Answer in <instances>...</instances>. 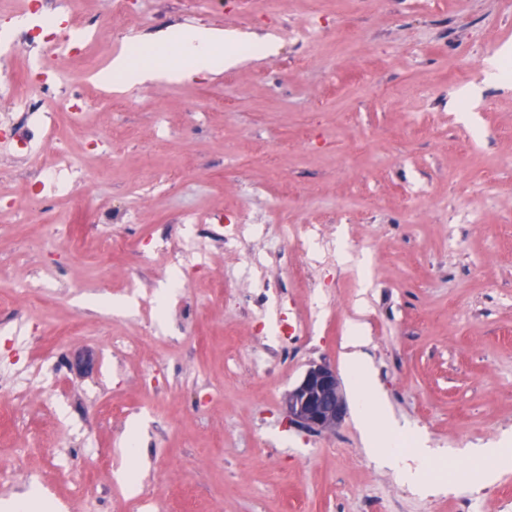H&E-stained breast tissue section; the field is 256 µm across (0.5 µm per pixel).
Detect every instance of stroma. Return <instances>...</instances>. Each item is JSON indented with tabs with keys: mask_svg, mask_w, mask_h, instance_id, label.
I'll use <instances>...</instances> for the list:
<instances>
[{
	"mask_svg": "<svg viewBox=\"0 0 512 512\" xmlns=\"http://www.w3.org/2000/svg\"><path fill=\"white\" fill-rule=\"evenodd\" d=\"M125 2L108 60L182 24L278 51L112 89L116 113L96 109L106 91L86 78V130L67 135L86 177L69 197L25 195V161L0 166V470L20 466L65 512H512V466L479 490L460 476L464 449L512 442V75L484 81L512 58V9L328 0L314 16L288 0L273 23L240 0ZM116 126L121 147L84 161ZM240 210L331 224L360 246L317 296L282 244L272 271L288 290L262 305L235 286L245 255L214 251L164 296L169 274L128 247ZM103 224L126 249L99 248ZM41 268L47 287L17 295L18 271ZM131 273L145 289L126 288ZM355 325L405 465L415 430L447 449L451 489L423 495L375 464L353 415L321 434L288 426L310 364L345 375ZM128 336L139 346L121 349ZM32 380L44 391L24 398Z\"/></svg>",
	"mask_w": 512,
	"mask_h": 512,
	"instance_id": "1",
	"label": "stroma"
}]
</instances>
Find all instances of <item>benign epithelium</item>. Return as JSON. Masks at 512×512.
Segmentation results:
<instances>
[{
  "instance_id": "7a95c632",
  "label": "benign epithelium",
  "mask_w": 512,
  "mask_h": 512,
  "mask_svg": "<svg viewBox=\"0 0 512 512\" xmlns=\"http://www.w3.org/2000/svg\"><path fill=\"white\" fill-rule=\"evenodd\" d=\"M288 424L309 432L336 427L346 403L336 370L328 363L311 365L285 402Z\"/></svg>"
}]
</instances>
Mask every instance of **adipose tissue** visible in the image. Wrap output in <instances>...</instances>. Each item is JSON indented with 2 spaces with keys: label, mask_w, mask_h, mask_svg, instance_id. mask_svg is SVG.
<instances>
[{
  "label": "adipose tissue",
  "mask_w": 512,
  "mask_h": 512,
  "mask_svg": "<svg viewBox=\"0 0 512 512\" xmlns=\"http://www.w3.org/2000/svg\"><path fill=\"white\" fill-rule=\"evenodd\" d=\"M152 42L180 46L186 62L182 65L163 67L150 61L135 60L131 52L115 55L110 64L100 71L99 83L112 86H134L148 81L198 73L223 74L235 66L242 49L251 53L271 55L277 50L276 43L267 37L248 36L218 27L181 26L159 32ZM363 338L352 334L351 350L346 357V370L356 394L357 424L365 437L368 456L381 464L398 467L399 455L389 445L390 436L396 435L394 423L388 422L380 404L373 400L375 383L367 361L360 351ZM469 468L466 476L473 486H484L496 481L499 463L508 455L505 448L483 445L467 449Z\"/></svg>",
  "instance_id": "ef3b65f1"
}]
</instances>
